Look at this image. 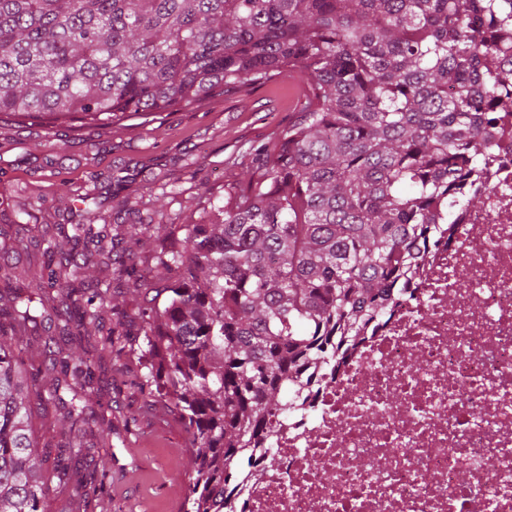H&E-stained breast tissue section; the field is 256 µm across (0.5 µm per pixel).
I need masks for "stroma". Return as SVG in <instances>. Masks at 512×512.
Segmentation results:
<instances>
[{
  "instance_id": "1",
  "label": "stroma",
  "mask_w": 512,
  "mask_h": 512,
  "mask_svg": "<svg viewBox=\"0 0 512 512\" xmlns=\"http://www.w3.org/2000/svg\"><path fill=\"white\" fill-rule=\"evenodd\" d=\"M305 85L284 72L275 83L199 105L158 112L146 119L101 125L44 123L0 117V228L22 242L19 262L36 252L45 224L66 223L94 192L105 209H137L142 203L162 213L164 222L202 217L200 196H224L232 180L225 161L268 143L297 115ZM70 188L58 195L59 183ZM175 196H168V189ZM39 211L38 226L14 223L20 204ZM144 361L124 353L106 359L97 374L101 404L97 424L111 432L110 445L84 462L103 475L104 492L87 512H178L189 484V450L180 427L161 404L139 390ZM57 407L34 400L32 421L49 454L74 434L59 420Z\"/></svg>"
}]
</instances>
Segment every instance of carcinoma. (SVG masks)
<instances>
[{
  "label": "carcinoma",
  "instance_id": "1",
  "mask_svg": "<svg viewBox=\"0 0 512 512\" xmlns=\"http://www.w3.org/2000/svg\"><path fill=\"white\" fill-rule=\"evenodd\" d=\"M512 0H0V114L62 125L111 124L264 85L306 84L297 120L207 220L125 223L122 211L44 229L18 268L0 240V512H49L51 489L32 399L62 423L96 427V364L83 337L125 351L106 326L111 281L146 304L137 324L144 385L190 448L181 512L237 510L246 471L274 459L280 395L319 382L406 296L435 219L478 196L463 185L492 147V103L512 109L501 63ZM156 242L153 275L123 239ZM43 343L31 373L21 345ZM54 469L96 493L94 476Z\"/></svg>",
  "mask_w": 512,
  "mask_h": 512
}]
</instances>
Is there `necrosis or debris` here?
Instances as JSON below:
<instances>
[{"mask_svg":"<svg viewBox=\"0 0 512 512\" xmlns=\"http://www.w3.org/2000/svg\"><path fill=\"white\" fill-rule=\"evenodd\" d=\"M416 292L277 416L246 512H512V139H496Z\"/></svg>","mask_w":512,"mask_h":512,"instance_id":"1","label":"necrosis or debris"}]
</instances>
